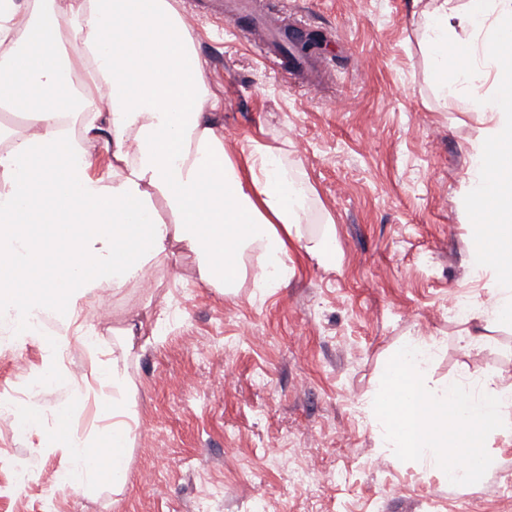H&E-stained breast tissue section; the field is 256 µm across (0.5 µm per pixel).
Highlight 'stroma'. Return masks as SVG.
<instances>
[{
    "label": "stroma",
    "mask_w": 512,
    "mask_h": 512,
    "mask_svg": "<svg viewBox=\"0 0 512 512\" xmlns=\"http://www.w3.org/2000/svg\"><path fill=\"white\" fill-rule=\"evenodd\" d=\"M263 6L322 34L318 81L264 58L249 24L226 23L216 0L179 3L224 105L230 152L261 139L307 190L294 275L286 287L257 288L254 253L238 295L227 297L195 277L193 256L176 255L152 267L151 290L89 298L82 318L99 336L97 351L72 343L60 358L68 379L32 397L24 378L49 358V342L0 353V402L42 420L27 438L0 423V512H512L502 496L512 487V446L502 437H487L491 467L460 489L446 473L391 460L359 405L413 336L444 342L428 385L464 374L512 384V328L448 315L450 297L485 300L492 289L470 269L478 219L463 207L481 115L434 97L412 0ZM328 222L332 267L305 254ZM467 330L484 335L482 349L462 346ZM114 357L135 387L125 487L51 493L62 458L40 443L65 413L72 434L107 444L112 391L92 370ZM228 369L237 377L229 390L219 384ZM186 375L199 379L196 390L180 388ZM158 442L166 459L153 453ZM312 469L327 480L295 482ZM392 484L404 494L388 495Z\"/></svg>",
    "instance_id": "1"
}]
</instances>
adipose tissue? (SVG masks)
<instances>
[{
	"label": "adipose tissue",
	"mask_w": 512,
	"mask_h": 512,
	"mask_svg": "<svg viewBox=\"0 0 512 512\" xmlns=\"http://www.w3.org/2000/svg\"><path fill=\"white\" fill-rule=\"evenodd\" d=\"M413 18L430 53V81L441 98L465 97L484 126L471 146L468 213L483 245L470 254L474 275L492 274L494 290L477 302L491 323L512 316V80L483 90L493 72L512 69V0H414ZM454 47L457 69L446 49ZM0 102L21 113L25 132L0 133V314L11 335L34 337L31 315L61 324L52 343L81 335L80 309L97 290L138 284L174 250L191 254L198 279L230 294L242 258L260 254V287L287 284L289 249L306 216V195L280 154L249 139L230 156L208 91L205 65L178 0H0ZM112 155L106 178L88 174L89 149ZM492 196L493 208L483 199ZM58 258L46 284L20 281ZM110 386L112 446L70 433L57 418L66 456L59 489L90 492L102 482L122 489L135 422L129 383L119 365L100 364Z\"/></svg>",
	"instance_id": "adipose-tissue-1"
}]
</instances>
